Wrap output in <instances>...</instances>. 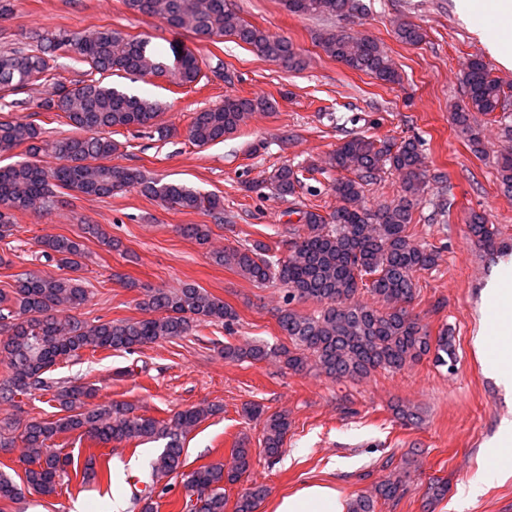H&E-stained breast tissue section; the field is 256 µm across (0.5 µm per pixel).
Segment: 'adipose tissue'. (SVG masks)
I'll list each match as a JSON object with an SVG mask.
<instances>
[{"label": "adipose tissue", "mask_w": 512, "mask_h": 512, "mask_svg": "<svg viewBox=\"0 0 512 512\" xmlns=\"http://www.w3.org/2000/svg\"><path fill=\"white\" fill-rule=\"evenodd\" d=\"M490 306L497 317L489 333L476 336L474 346L484 354L485 369L500 379L512 382V266L502 263L496 277L484 290ZM276 512H344V507L335 490L312 485L284 497Z\"/></svg>", "instance_id": "ef3b65f1"}]
</instances>
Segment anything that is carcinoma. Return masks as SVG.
Wrapping results in <instances>:
<instances>
[{"label":"carcinoma","mask_w":512,"mask_h":512,"mask_svg":"<svg viewBox=\"0 0 512 512\" xmlns=\"http://www.w3.org/2000/svg\"><path fill=\"white\" fill-rule=\"evenodd\" d=\"M133 13L153 17L172 30L199 39L231 37L256 56L301 70L305 58L284 36H274L245 21L227 0H124ZM294 14L346 17L361 9L360 0H284ZM396 38L417 45L425 38L413 23L396 25ZM319 45L329 57L350 69L384 83L399 75L379 43L357 38L341 30L320 35ZM74 54L87 66L86 78L66 83L53 74L50 61L57 52ZM167 76L179 87L200 83L204 74L196 55L177 44L153 47L147 39L116 29H98L70 36L47 37L36 48L0 52V90H18L41 81L48 85L36 108L67 120L78 135L56 142L43 139L37 126L19 120L0 121V153L26 146L37 156L51 150L59 159L52 169L34 161L0 167V241L15 235V213L44 207L52 188L104 197L136 186L147 197L172 210H204L214 220L224 218V199L203 195L179 182L145 177L140 171L111 164L118 144L112 139L118 128L151 127L160 110L157 101L129 95L104 83L103 76ZM466 100L452 113V122L479 153L483 143L471 125L474 113L488 116L507 112L509 96L501 81L490 76L485 64L472 60L462 74ZM273 103L266 97L224 98V103L195 114L188 126L189 140L206 145L237 131L256 112H268ZM325 164L341 173L331 185L340 201L327 214L301 209L299 225L288 228L289 238L280 247L246 240L210 253L212 261L239 272L257 286L284 289L277 323L291 346L273 348L260 344L224 345L229 362L275 360L295 373L314 372L336 381L367 379L378 371L398 372L407 365L433 356L437 366L454 370L457 360L454 338L443 331L433 337L413 315L417 294L416 276L438 265L439 251L418 243L410 228L414 207L429 191L425 156L415 139L399 143L364 134L346 136L329 154ZM402 177L401 193L391 202L369 205L365 186L383 169ZM502 184L512 191V145L500 153ZM271 190L280 198L296 197L303 178L290 165L277 168L270 177ZM180 232L200 244L210 238L207 224H183ZM468 232L479 246L492 250L496 238L486 220L477 214L469 219ZM42 257L76 269L85 254L82 241L61 235L37 240ZM365 290L379 305L358 301ZM89 301L88 289L71 276L23 273L9 290H0V363L7 375L0 380V399L19 408L18 396L38 391L57 403L66 415L57 419H14L0 425V448L22 444L19 462L24 477L15 481L0 462V503H14L25 493L50 497L57 493L61 475L68 467L78 469L54 447L63 433L78 432L93 441L137 442L165 439L163 451L153 461L148 487L155 489L166 477L181 476L190 501L189 512H224V485H233L251 467L247 440L231 452V463L222 462L186 469L180 439L208 415L211 406H192L168 419L135 415L115 404H93L92 390L81 384L48 376L63 359L83 350L133 351L149 344L187 336L195 323L222 322L230 329L237 311L224 300L191 283L179 288H147L139 302L146 313L140 319L88 322L78 311ZM311 302L318 309L308 313L294 303ZM250 419L265 418L263 449L276 458L283 450L290 427L288 414L264 416L261 405L244 408ZM403 484L387 480L370 494H358L348 512H376L378 499H399ZM267 488L254 485L242 490L235 512H257Z\"/></svg>","instance_id":"1"}]
</instances>
